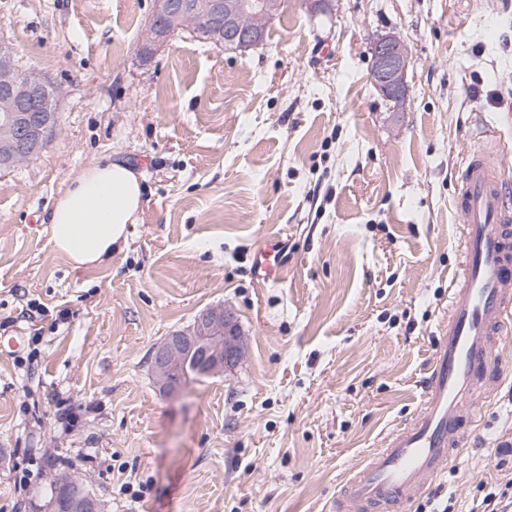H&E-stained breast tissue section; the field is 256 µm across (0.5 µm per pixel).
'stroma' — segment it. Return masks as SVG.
<instances>
[{
  "label": "stroma",
  "instance_id": "obj_1",
  "mask_svg": "<svg viewBox=\"0 0 512 512\" xmlns=\"http://www.w3.org/2000/svg\"><path fill=\"white\" fill-rule=\"evenodd\" d=\"M152 0H0V45L56 90L45 149L0 172V512H47V458L105 512H331L347 472L424 397L458 261L457 175L512 93V0H287L263 45L175 34ZM409 51L402 109L372 47ZM121 156L144 203L125 246L74 267L48 209ZM286 275L259 283L269 238ZM244 333L234 368L167 395L152 349L203 311ZM424 499L469 512L512 479V371Z\"/></svg>",
  "mask_w": 512,
  "mask_h": 512
}]
</instances>
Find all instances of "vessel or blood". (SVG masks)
Segmentation results:
<instances>
[{
  "label": "vessel or blood",
  "instance_id": "1",
  "mask_svg": "<svg viewBox=\"0 0 512 512\" xmlns=\"http://www.w3.org/2000/svg\"><path fill=\"white\" fill-rule=\"evenodd\" d=\"M460 260L448 314L425 381L424 408L350 474L336 512H404L460 454L484 400L498 391L512 333V182L489 151L467 154L457 181ZM278 242L254 259L257 275L276 278Z\"/></svg>",
  "mask_w": 512,
  "mask_h": 512
}]
</instances>
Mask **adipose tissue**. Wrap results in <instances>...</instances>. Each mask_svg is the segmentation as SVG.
<instances>
[{"instance_id": "adipose-tissue-1", "label": "adipose tissue", "mask_w": 512, "mask_h": 512, "mask_svg": "<svg viewBox=\"0 0 512 512\" xmlns=\"http://www.w3.org/2000/svg\"><path fill=\"white\" fill-rule=\"evenodd\" d=\"M143 203L138 175L122 159L74 176L48 214L55 250L74 266H99L127 239Z\"/></svg>"}]
</instances>
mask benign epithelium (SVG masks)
<instances>
[{"instance_id":"7a95c632","label":"benign epithelium","mask_w":512,"mask_h":512,"mask_svg":"<svg viewBox=\"0 0 512 512\" xmlns=\"http://www.w3.org/2000/svg\"><path fill=\"white\" fill-rule=\"evenodd\" d=\"M286 0H153L150 21L142 34L144 48L164 44L175 32L196 37L205 30L219 47L245 52L264 41L265 31ZM252 17L249 27L244 16ZM408 47L394 35L378 39L372 48L371 79L399 110L407 97ZM54 87L42 73L20 68L14 54L0 47V169H11L40 153L56 126L52 107ZM241 328L235 314L217 307L201 313L194 324L153 348L150 355L155 383L164 393L221 374L241 359ZM64 502L54 512H103L101 502L84 494L81 481L68 482Z\"/></svg>"}]
</instances>
